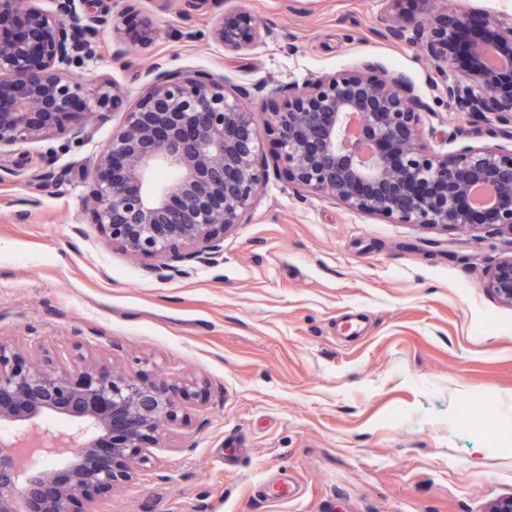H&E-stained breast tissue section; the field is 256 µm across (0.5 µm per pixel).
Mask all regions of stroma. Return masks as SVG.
I'll return each mask as SVG.
<instances>
[{"label":"stroma","mask_w":512,"mask_h":512,"mask_svg":"<svg viewBox=\"0 0 512 512\" xmlns=\"http://www.w3.org/2000/svg\"><path fill=\"white\" fill-rule=\"evenodd\" d=\"M265 27L241 52L210 37L232 5ZM158 37L114 58L102 27L81 82L122 101L65 131L0 148V336L81 344L130 375L206 380L147 441L152 464L106 512H486L512 494V307L484 288L512 255L498 227L405 224L289 182L268 139L262 182L215 259L129 256L93 224L87 174L158 71L205 72L265 125L307 80L377 63L408 76L431 154L493 146L512 126L448 107L452 72L381 37L422 0H108ZM507 432L491 447L458 417L474 398Z\"/></svg>","instance_id":"1"}]
</instances>
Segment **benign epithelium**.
Instances as JSON below:
<instances>
[{
  "mask_svg": "<svg viewBox=\"0 0 512 512\" xmlns=\"http://www.w3.org/2000/svg\"><path fill=\"white\" fill-rule=\"evenodd\" d=\"M0 0V147L46 138L92 110L119 104L107 84L88 88L70 66L94 53L104 16L76 17L75 0ZM250 12H225L212 40L239 52L261 37ZM466 15L425 10L422 20H393L388 37L424 47L440 71L467 47L468 64L446 86L457 112L492 115L512 125V21L482 17L481 37H468ZM115 54L154 41L152 21L113 24ZM212 75L162 71L126 112L91 169L88 204L94 223L128 254L160 255L185 247L217 255L224 230L239 223L261 182L255 151L272 137L288 180L350 209L410 224H491L512 235V155L492 146L427 154L414 87L402 73L372 63L364 70L319 77L293 87L265 129ZM176 177L150 187L159 170ZM484 288L512 306V256L489 272ZM0 337V512H101L112 489L133 478L149 457L143 442L177 416V403L204 390L197 378L150 382L106 363L33 359ZM67 415L94 428L66 467H45L60 438L27 425Z\"/></svg>",
  "mask_w": 512,
  "mask_h": 512,
  "instance_id": "7a95c632",
  "label": "benign epithelium"
}]
</instances>
